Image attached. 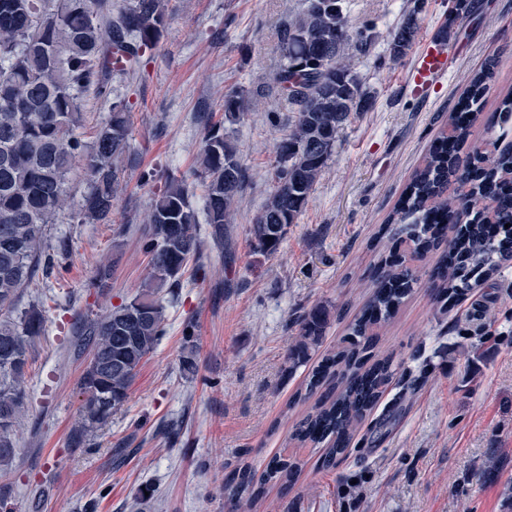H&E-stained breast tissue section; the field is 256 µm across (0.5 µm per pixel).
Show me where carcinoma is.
I'll return each mask as SVG.
<instances>
[{"label":"carcinoma","mask_w":512,"mask_h":512,"mask_svg":"<svg viewBox=\"0 0 512 512\" xmlns=\"http://www.w3.org/2000/svg\"><path fill=\"white\" fill-rule=\"evenodd\" d=\"M340 0H306L288 21L274 82L288 100L294 120L276 146L275 184L252 225L255 249L277 250L288 225L307 205L339 134L366 98L361 82L343 57L350 41L367 45V27L342 12ZM167 0H0V467L12 461L14 426L25 410L24 375L31 341L43 334L36 305L18 310L19 291L50 273L45 228L67 206L66 183L81 163L89 175L79 208L83 224L112 222L122 190L121 160L130 148V108L112 101L109 118L92 143L82 138L80 94L93 87L111 92L112 74L124 72L160 40ZM417 17L406 15L390 43V55L407 57ZM499 61L487 57L468 78L460 111L451 115L423 163L415 170L389 219L388 254L372 269V291L336 349L309 371L298 400L310 406L289 440L320 452L321 468L331 469L354 449L381 438L395 416L389 409L365 423L388 386L404 368L391 353L378 354L381 331L414 287L421 264L442 251L427 271L426 284L439 311L486 281L512 259V146L490 155L468 145L480 119ZM242 96L224 97V119L205 128L195 176L206 190L204 214L213 242L229 259V224L244 182V169L227 126L241 118ZM141 241L150 271L136 295L100 316L80 322L81 345L94 358L81 378L83 396L74 436L106 424L126 402L144 359L165 333L163 288H178L200 248L198 215L183 180L169 177L147 213ZM510 227H505V224ZM112 266L97 267L89 287L102 291ZM327 305H316L295 321L288 344V368L308 365L330 322ZM305 461L297 453L272 458L258 474L245 464L225 486L228 512H256L265 486L288 493Z\"/></svg>","instance_id":"cac0c4a2"}]
</instances>
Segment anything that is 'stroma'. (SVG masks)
Listing matches in <instances>:
<instances>
[{"instance_id": "obj_1", "label": "stroma", "mask_w": 512, "mask_h": 512, "mask_svg": "<svg viewBox=\"0 0 512 512\" xmlns=\"http://www.w3.org/2000/svg\"><path fill=\"white\" fill-rule=\"evenodd\" d=\"M366 47L343 55L369 107L354 113L324 172L277 251L255 249L251 224L274 180L277 143L293 114L274 83L280 35L305 0H168V20L139 70L114 80L110 96L81 95L85 135L109 116L113 98L132 113L123 193L109 224L75 217L87 188L85 169L68 181L70 207L50 225L54 271L25 288L18 309L37 305L45 330L28 353L27 407L15 427V454L0 469V512H224V485L238 465L263 470L288 445L306 407L293 398L307 368L289 371L293 319L331 306L321 351L334 349L365 303L370 270L386 223L412 172L450 112L466 77L489 55L500 67L485 114L512 86V0H471L453 16L448 0H341ZM416 13L417 41L447 30L457 52L448 79L430 96L408 85L410 60L389 57L403 17ZM242 93L243 115L228 129L246 171L230 226V252L200 226L202 249L178 288L162 294L166 334L141 366L129 398L111 421L75 442L80 380L89 361L75 330L136 294L149 272L141 249L143 219L167 176L191 183L204 129L219 118L225 94ZM125 225L123 237L116 226ZM232 262H225V254ZM112 262L109 288L88 282ZM379 350L394 353L415 390L391 385L377 410L402 411L376 447L322 469L312 449L289 495L269 487L258 512H512V263L439 313L414 289L383 331ZM196 369H182L187 350ZM356 480L349 507L341 478Z\"/></svg>"}]
</instances>
